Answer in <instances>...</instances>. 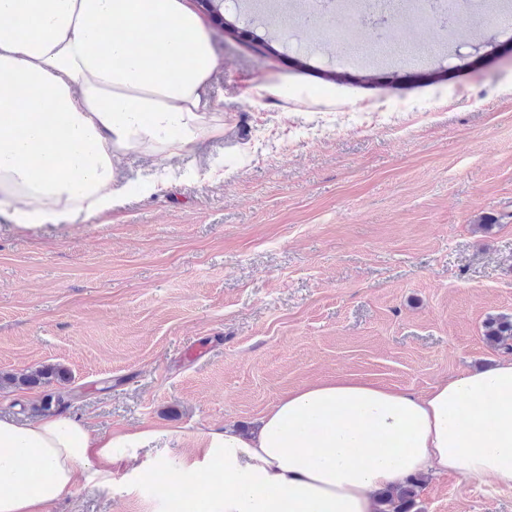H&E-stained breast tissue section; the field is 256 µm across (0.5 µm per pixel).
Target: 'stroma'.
Wrapping results in <instances>:
<instances>
[{
    "instance_id": "1",
    "label": "stroma",
    "mask_w": 512,
    "mask_h": 512,
    "mask_svg": "<svg viewBox=\"0 0 512 512\" xmlns=\"http://www.w3.org/2000/svg\"><path fill=\"white\" fill-rule=\"evenodd\" d=\"M398 70L267 55L207 24L224 136L116 162L117 209L31 232L0 223V417L46 390L98 432L151 426L171 463L204 426L253 428L302 384L356 375L417 393L502 359L512 315V33ZM280 95L254 102L250 83ZM166 165L165 187L140 182ZM484 216L499 217L492 231ZM78 482L54 512H162L159 495ZM420 512H512L492 479L426 476ZM483 327V335L489 345L503 352H512V315L490 316ZM64 376L63 371L56 367H44L30 373L22 374L20 376L5 375L0 377V386L3 384H19L23 386H37L50 383L52 379H62Z\"/></svg>"
}]
</instances>
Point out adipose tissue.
I'll return each mask as SVG.
<instances>
[{"mask_svg":"<svg viewBox=\"0 0 512 512\" xmlns=\"http://www.w3.org/2000/svg\"><path fill=\"white\" fill-rule=\"evenodd\" d=\"M216 65L182 0H0V219L31 231L99 217L126 191L118 157L222 137L224 107L205 99ZM157 436L0 419V512H52L81 477L111 486ZM194 440L178 467L143 463L132 491L161 494L164 512H376L380 492L419 475L512 489V359L422 394L340 375L289 390L253 431Z\"/></svg>","mask_w":512,"mask_h":512,"instance_id":"ef3b65f1","label":"adipose tissue"}]
</instances>
